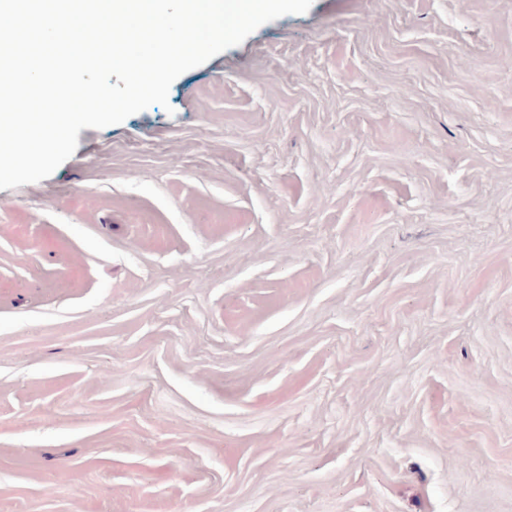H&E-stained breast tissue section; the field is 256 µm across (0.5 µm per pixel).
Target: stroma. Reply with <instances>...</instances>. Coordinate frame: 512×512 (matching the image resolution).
<instances>
[{"label":"stroma","instance_id":"obj_1","mask_svg":"<svg viewBox=\"0 0 512 512\" xmlns=\"http://www.w3.org/2000/svg\"><path fill=\"white\" fill-rule=\"evenodd\" d=\"M0 512H512V0H313L0 190Z\"/></svg>","mask_w":512,"mask_h":512}]
</instances>
